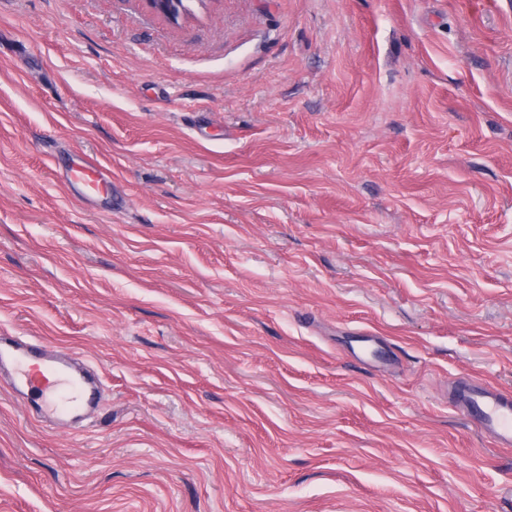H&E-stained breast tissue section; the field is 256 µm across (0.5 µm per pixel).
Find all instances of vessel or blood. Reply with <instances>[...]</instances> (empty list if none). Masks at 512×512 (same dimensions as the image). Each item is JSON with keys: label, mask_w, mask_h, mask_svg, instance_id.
<instances>
[{"label": "vessel or blood", "mask_w": 512, "mask_h": 512, "mask_svg": "<svg viewBox=\"0 0 512 512\" xmlns=\"http://www.w3.org/2000/svg\"><path fill=\"white\" fill-rule=\"evenodd\" d=\"M67 176L85 193H94L99 187V174L93 166L72 167ZM2 372L9 373L13 384L37 386L42 402L40 416L52 425L79 421L98 403L96 378L83 363L70 353L20 336H0ZM451 401L496 447H512V392L461 382L453 388Z\"/></svg>", "instance_id": "obj_1"}]
</instances>
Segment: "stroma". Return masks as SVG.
Masks as SVG:
<instances>
[{"instance_id": "35a3bbf8", "label": "stroma", "mask_w": 512, "mask_h": 512, "mask_svg": "<svg viewBox=\"0 0 512 512\" xmlns=\"http://www.w3.org/2000/svg\"><path fill=\"white\" fill-rule=\"evenodd\" d=\"M184 3L0 0V512H512V0ZM183 0H180L181 4ZM149 8L167 18L171 23L178 24L183 19V6L178 0H146ZM67 176L71 182L81 185L86 195H90L98 190L99 173L91 165L71 167ZM42 368V370H41ZM28 369L39 374L40 418L50 425L76 422L99 399L95 376L72 354L29 342L21 336H0V373L5 370L13 385L35 387ZM451 401L480 434L498 448L512 447V392L491 385L459 382Z\"/></svg>"}]
</instances>
